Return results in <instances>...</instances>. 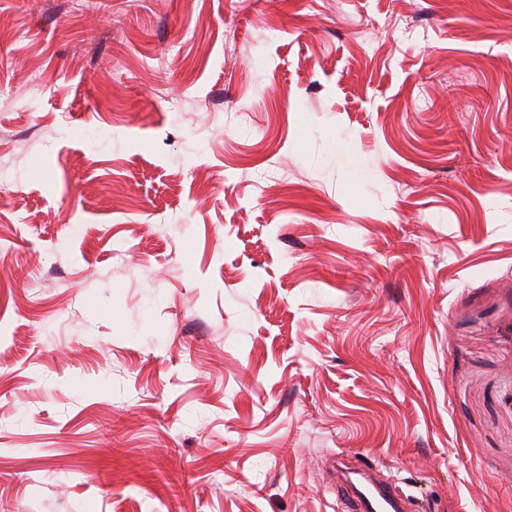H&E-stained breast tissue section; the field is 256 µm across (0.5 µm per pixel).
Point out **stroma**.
Here are the masks:
<instances>
[{
	"label": "stroma",
	"instance_id": "35a3bbf8",
	"mask_svg": "<svg viewBox=\"0 0 512 512\" xmlns=\"http://www.w3.org/2000/svg\"><path fill=\"white\" fill-rule=\"evenodd\" d=\"M0 158V512H512V0H0ZM336 496L341 501L342 512H380L381 510L390 512L401 510L399 501L394 498L393 487L388 484L383 487L372 485V488L366 491L357 489L352 494L343 483H336Z\"/></svg>",
	"mask_w": 512,
	"mask_h": 512
}]
</instances>
